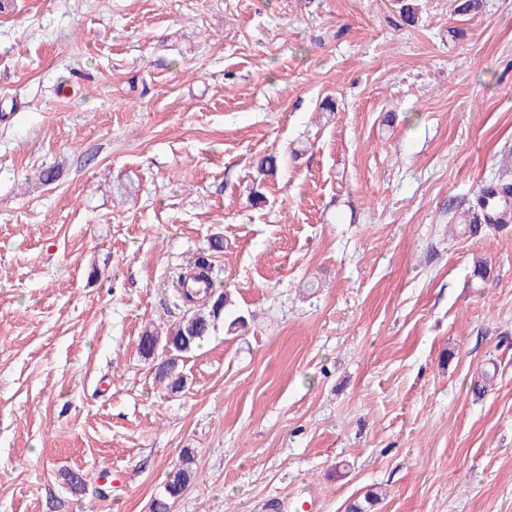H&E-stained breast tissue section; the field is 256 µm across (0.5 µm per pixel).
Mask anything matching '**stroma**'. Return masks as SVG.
<instances>
[{
  "label": "stroma",
  "mask_w": 512,
  "mask_h": 512,
  "mask_svg": "<svg viewBox=\"0 0 512 512\" xmlns=\"http://www.w3.org/2000/svg\"><path fill=\"white\" fill-rule=\"evenodd\" d=\"M412 2L0 0V512H512V0ZM225 301V295L221 293L210 310L198 309L186 320L167 330L164 347L175 353H188L199 347L214 326ZM194 457L191 453L182 456L181 464L175 466L168 474L166 492L171 498L181 495L185 488L193 481L196 470L193 467Z\"/></svg>",
  "instance_id": "1"
}]
</instances>
